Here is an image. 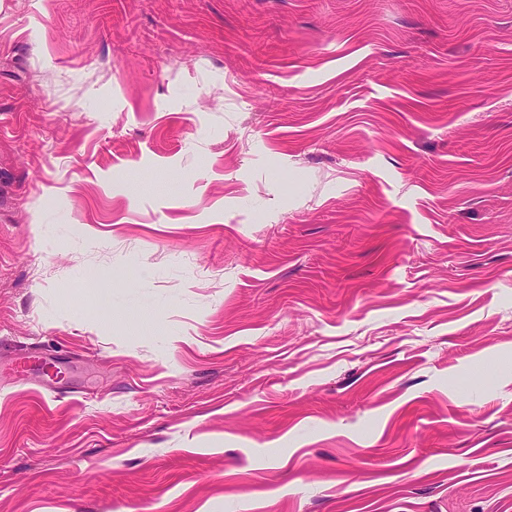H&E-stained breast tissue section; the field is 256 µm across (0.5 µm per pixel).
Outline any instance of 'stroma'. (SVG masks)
<instances>
[{
  "label": "stroma",
  "instance_id": "obj_1",
  "mask_svg": "<svg viewBox=\"0 0 512 512\" xmlns=\"http://www.w3.org/2000/svg\"><path fill=\"white\" fill-rule=\"evenodd\" d=\"M0 512H512V0H0Z\"/></svg>",
  "mask_w": 512,
  "mask_h": 512
}]
</instances>
